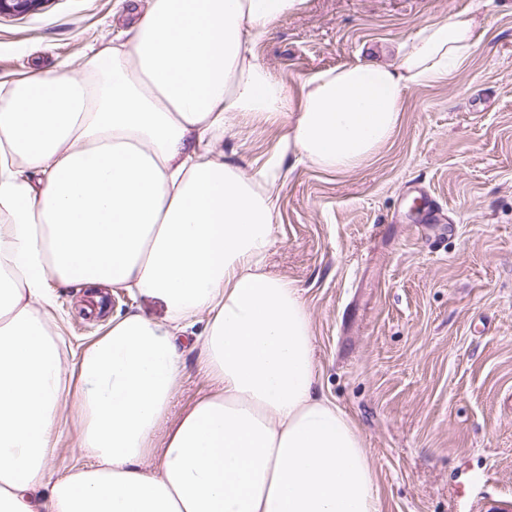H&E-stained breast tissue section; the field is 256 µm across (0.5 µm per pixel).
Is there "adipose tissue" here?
Wrapping results in <instances>:
<instances>
[{
	"label": "adipose tissue",
	"mask_w": 512,
	"mask_h": 512,
	"mask_svg": "<svg viewBox=\"0 0 512 512\" xmlns=\"http://www.w3.org/2000/svg\"><path fill=\"white\" fill-rule=\"evenodd\" d=\"M302 2L147 0L79 75L0 82V512H381L360 433L317 392L301 290L266 269L278 175L225 162L224 133L276 125L282 152L354 169L410 88L470 58L480 21H425L397 63L320 70L294 95L255 48ZM52 278L158 297L168 317H112L66 364ZM189 334L211 387L168 425ZM66 404L85 461L57 477Z\"/></svg>",
	"instance_id": "adipose-tissue-1"
}]
</instances>
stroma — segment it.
Wrapping results in <instances>:
<instances>
[{
	"label": "stroma",
	"mask_w": 512,
	"mask_h": 512,
	"mask_svg": "<svg viewBox=\"0 0 512 512\" xmlns=\"http://www.w3.org/2000/svg\"><path fill=\"white\" fill-rule=\"evenodd\" d=\"M469 10L479 45L449 79L405 94L393 138L366 164L320 170L280 155V127L240 123L224 158L247 173L277 163L279 217L266 260L303 292L313 323L317 391L357 425L382 512H482L512 500V0H304L271 27L259 62L290 90L349 62L392 63L433 17ZM130 0H47L0 16V80L68 63L120 41ZM68 357L152 296L53 285ZM196 353L166 419L207 392Z\"/></svg>",
	"instance_id": "35a3bbf8"
}]
</instances>
